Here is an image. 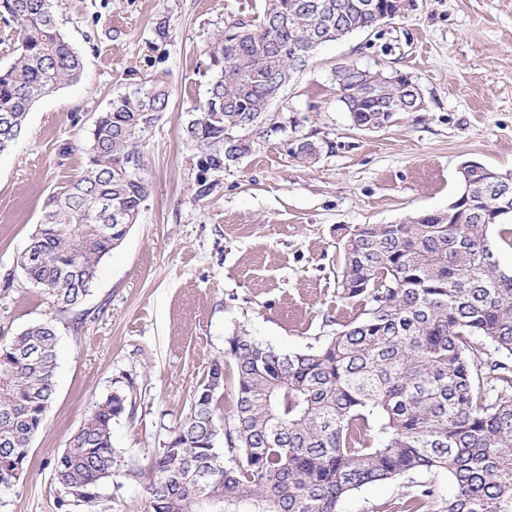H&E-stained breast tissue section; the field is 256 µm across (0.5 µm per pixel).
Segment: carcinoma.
Returning <instances> with one entry per match:
<instances>
[{
    "instance_id": "1",
    "label": "carcinoma",
    "mask_w": 512,
    "mask_h": 512,
    "mask_svg": "<svg viewBox=\"0 0 512 512\" xmlns=\"http://www.w3.org/2000/svg\"><path fill=\"white\" fill-rule=\"evenodd\" d=\"M399 16L397 0H265L257 25L224 27L204 52L212 73L183 132L198 149L196 195L208 176L252 151L248 131L308 65L312 40ZM16 25L17 57L0 69V150L12 147L33 104L76 80L82 58L58 26L52 0H0ZM334 81L363 83L353 64ZM167 74L157 72L93 120L87 168L51 195L17 265L65 313L91 293L101 260L136 223L148 185L141 147L167 111ZM353 125L413 110L403 81L375 97L342 101ZM488 173L468 175L470 207L452 220L437 213L398 224H359L345 243L338 281L361 313L317 347L286 353L244 331L225 338L195 387L186 417L150 461L149 512H337L362 487L415 472H446L453 493L444 512H512V364L494 361L481 389L470 359L481 338L512 358V271L502 268L484 211L497 205ZM110 224L109 234L98 225ZM54 319L0 343V487L24 471L33 437L54 396ZM235 407L221 411L223 392ZM133 382L113 388L71 434L53 479L74 503L91 504L115 475L112 422L132 406ZM432 485H420L402 512H428Z\"/></svg>"
}]
</instances>
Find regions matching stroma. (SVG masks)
<instances>
[{
	"label": "stroma",
	"mask_w": 512,
	"mask_h": 512,
	"mask_svg": "<svg viewBox=\"0 0 512 512\" xmlns=\"http://www.w3.org/2000/svg\"><path fill=\"white\" fill-rule=\"evenodd\" d=\"M263 4L54 0L83 69L35 103L0 154V284L13 282L0 287V339L55 318L59 365L28 465L0 488V512H58L54 455L129 380L134 404L112 424L115 474L95 503L70 512H148L145 480L123 472L159 452L227 336L243 330L288 352L319 346L361 309L337 290L350 229L447 210L465 161L512 170V0H406L390 24L320 46L250 130L252 152L197 196V149L183 128L205 95L203 52L227 23L258 22ZM346 63L410 75L425 109L378 130L354 127L333 81ZM157 71L171 96L142 148L149 193L138 220L100 262L92 292L52 316L17 257L45 201L82 175L95 115ZM303 140L320 145L315 163L295 156ZM420 483L444 498L453 491L447 474L420 472L367 485L337 512H400Z\"/></svg>",
	"instance_id": "1"
}]
</instances>
